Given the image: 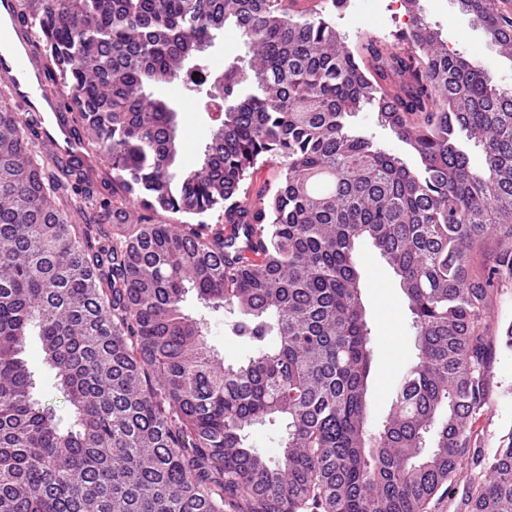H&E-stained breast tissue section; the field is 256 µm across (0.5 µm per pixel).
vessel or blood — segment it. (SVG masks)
<instances>
[{
	"instance_id": "vessel-or-blood-1",
	"label": "vessel or blood",
	"mask_w": 512,
	"mask_h": 512,
	"mask_svg": "<svg viewBox=\"0 0 512 512\" xmlns=\"http://www.w3.org/2000/svg\"><path fill=\"white\" fill-rule=\"evenodd\" d=\"M36 40L34 23L17 17L16 0H0V75L11 81V107L33 113L42 122L61 158H84V145L73 135L61 94L48 87L44 67L33 52Z\"/></svg>"
}]
</instances>
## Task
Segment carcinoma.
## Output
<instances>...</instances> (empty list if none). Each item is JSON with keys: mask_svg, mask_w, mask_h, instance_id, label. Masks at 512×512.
Wrapping results in <instances>:
<instances>
[{"mask_svg": "<svg viewBox=\"0 0 512 512\" xmlns=\"http://www.w3.org/2000/svg\"><path fill=\"white\" fill-rule=\"evenodd\" d=\"M402 2L406 47L382 53L288 0H18L112 183L0 107V512H426L450 489L487 403L490 290L512 278L511 247L493 267L475 256L493 229L512 238V90ZM458 4L512 59V17ZM227 26L247 52L211 72ZM172 83L215 115L194 169L152 91ZM364 107L416 166L351 129ZM132 198L197 223H117ZM363 239L400 279L417 349L375 433ZM191 290L236 315L248 358L224 363ZM33 331L67 428L33 395ZM266 422L286 429L273 462L248 441ZM468 501L512 512V435Z\"/></svg>", "mask_w": 512, "mask_h": 512, "instance_id": "1", "label": "carcinoma"}]
</instances>
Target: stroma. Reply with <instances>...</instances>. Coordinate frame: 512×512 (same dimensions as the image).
Instances as JSON below:
<instances>
[{
  "label": "stroma",
  "instance_id": "obj_1",
  "mask_svg": "<svg viewBox=\"0 0 512 512\" xmlns=\"http://www.w3.org/2000/svg\"><path fill=\"white\" fill-rule=\"evenodd\" d=\"M422 4L429 21L440 26L450 50L471 59L493 60L495 82L512 89V61L498 57L495 46L486 38L482 28L461 12L457 0H422ZM335 23L348 42H355L358 32L364 31L376 37L382 52L404 46L403 21L377 16L367 0H351L348 7L337 10ZM155 93L167 99L178 112L181 164L188 168L196 167L212 133L210 116L197 99L179 85L161 86ZM359 257L362 301L374 349L367 421L368 429L373 431L386 419L401 377L416 358L415 330L409 302L393 269L369 241L360 243ZM206 319L209 339L225 362L235 363L250 354V346L230 334V313L223 310L210 312ZM489 323L490 333L495 337L489 359V395L486 406L471 422L477 451L462 460L460 479L449 492L437 494L429 503L427 512H469V476L482 471L485 458L512 434V346L506 345L502 339L505 329L512 325V279L499 282L493 288ZM23 356L34 373L35 398L54 406L63 423H70V408L54 385L37 337H28Z\"/></svg>",
  "mask_w": 512,
  "mask_h": 512
}]
</instances>
